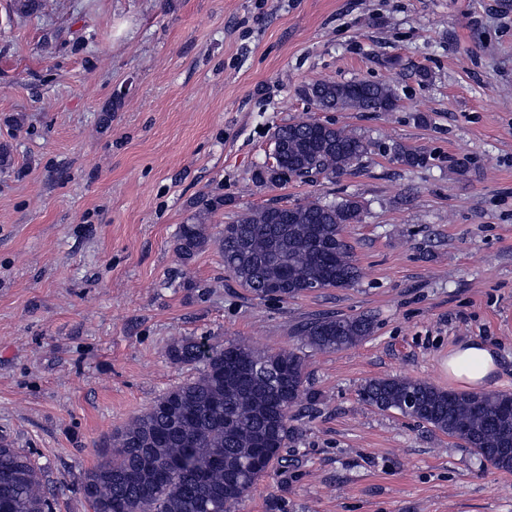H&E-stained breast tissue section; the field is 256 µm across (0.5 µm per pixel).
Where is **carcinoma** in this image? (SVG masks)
<instances>
[{"instance_id":"obj_1","label":"carcinoma","mask_w":512,"mask_h":512,"mask_svg":"<svg viewBox=\"0 0 512 512\" xmlns=\"http://www.w3.org/2000/svg\"><path fill=\"white\" fill-rule=\"evenodd\" d=\"M307 95L323 111L399 107L391 87L369 81L318 80ZM272 139L284 149L255 177L269 187L290 178L312 182L353 172L370 154L363 136L319 121L284 123ZM395 156L409 167L424 162L420 151L408 147H397ZM222 206L224 198L211 197L191 223L180 225L175 253L181 265L213 246L254 298L285 302L313 287L349 288L360 280L344 235L346 225L361 221L364 203L358 197L270 203L216 230L206 215ZM373 329L371 315L332 313L296 325L293 335L314 351L330 353L360 344ZM168 356L198 373L106 437L108 452L81 480L91 512H236L256 480L280 460L291 432L290 411L308 394L302 350L181 336L172 340ZM358 396L381 411L410 415L512 472V393L451 391L388 376L365 382ZM45 484L43 469L0 438V512H52Z\"/></svg>"}]
</instances>
